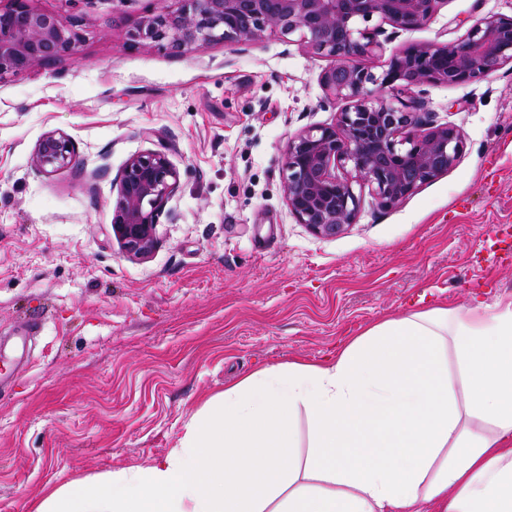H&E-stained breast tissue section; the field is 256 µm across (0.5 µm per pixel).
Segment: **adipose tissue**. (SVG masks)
<instances>
[{
    "instance_id": "adipose-tissue-1",
    "label": "adipose tissue",
    "mask_w": 512,
    "mask_h": 512,
    "mask_svg": "<svg viewBox=\"0 0 512 512\" xmlns=\"http://www.w3.org/2000/svg\"><path fill=\"white\" fill-rule=\"evenodd\" d=\"M36 512H512V297L413 308L255 372L170 454Z\"/></svg>"
}]
</instances>
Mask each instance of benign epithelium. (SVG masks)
Instances as JSON below:
<instances>
[{
	"mask_svg": "<svg viewBox=\"0 0 512 512\" xmlns=\"http://www.w3.org/2000/svg\"><path fill=\"white\" fill-rule=\"evenodd\" d=\"M128 31L131 48L158 46L190 54L210 43L250 45L268 33L297 34L311 54L331 60L323 86L344 102L334 122L291 135L284 155L283 190L296 223L314 235L334 238L356 223L362 193L392 208L420 186L445 175L465 145L460 127L422 117L385 96L427 83L480 82L512 65V18L476 19L452 42L417 43L392 54L379 76L356 60L381 47L388 24L396 32L425 24L447 0H179ZM79 21L41 11L32 0L0 5V78L52 63L72 52ZM77 149L66 133L49 130L33 150L35 170L51 175L75 163ZM112 233L131 257L157 244L159 216L179 188V174L156 151L131 156L117 177Z\"/></svg>",
	"mask_w": 512,
	"mask_h": 512,
	"instance_id": "benign-epithelium-1",
	"label": "benign epithelium"
}]
</instances>
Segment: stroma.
Here are the masks:
<instances>
[{"label":"stroma","mask_w":512,"mask_h":512,"mask_svg":"<svg viewBox=\"0 0 512 512\" xmlns=\"http://www.w3.org/2000/svg\"><path fill=\"white\" fill-rule=\"evenodd\" d=\"M163 0H32L81 18L74 54L0 79V512L46 488L145 466L178 446L214 394L252 372L314 361L421 297L455 306L512 296V263L483 249L512 225V68L403 91L465 134L459 163L397 206L364 195L356 224L321 238L284 198L286 144L342 107L328 59L297 36L216 42L183 56L129 48ZM512 17V0H448L364 66ZM77 146L38 174L43 133ZM159 151L180 175L142 259L112 236L115 180Z\"/></svg>","instance_id":"obj_1"}]
</instances>
